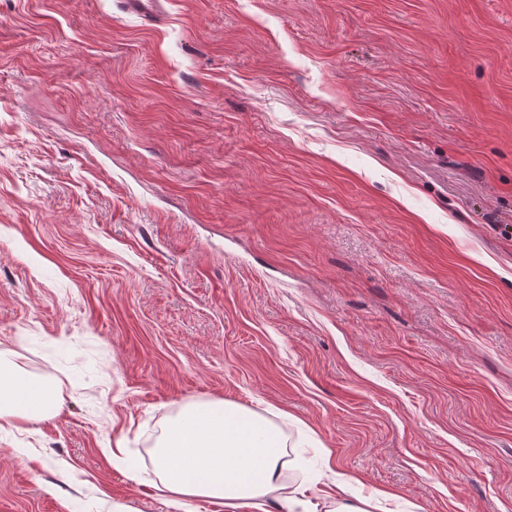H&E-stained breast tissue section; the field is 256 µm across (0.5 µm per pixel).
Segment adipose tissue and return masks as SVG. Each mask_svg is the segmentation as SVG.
<instances>
[{"mask_svg":"<svg viewBox=\"0 0 512 512\" xmlns=\"http://www.w3.org/2000/svg\"><path fill=\"white\" fill-rule=\"evenodd\" d=\"M54 382L33 377L19 362L0 360V433L56 414ZM286 442L257 411L221 400L186 406L170 419L153 451L160 488L182 508L199 498L225 512H375L379 494L350 499L312 496L283 484Z\"/></svg>","mask_w":512,"mask_h":512,"instance_id":"ef3b65f1","label":"adipose tissue"}]
</instances>
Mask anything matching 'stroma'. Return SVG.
Returning a JSON list of instances; mask_svg holds the SVG:
<instances>
[{
  "label": "stroma",
  "instance_id": "35a3bbf8",
  "mask_svg": "<svg viewBox=\"0 0 512 512\" xmlns=\"http://www.w3.org/2000/svg\"><path fill=\"white\" fill-rule=\"evenodd\" d=\"M508 224L512 0H0V356L63 397L0 512H175L214 400L310 494L512 512Z\"/></svg>",
  "mask_w": 512,
  "mask_h": 512
}]
</instances>
